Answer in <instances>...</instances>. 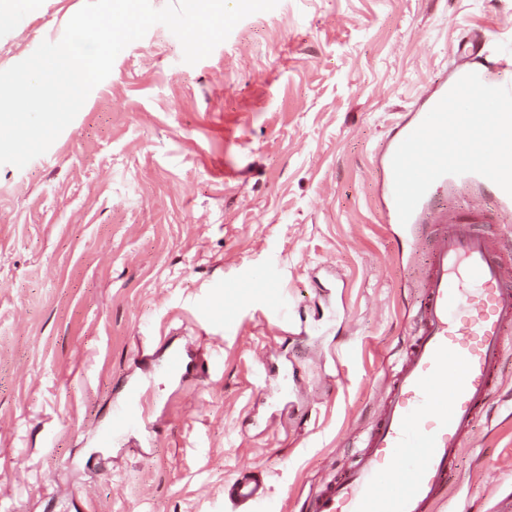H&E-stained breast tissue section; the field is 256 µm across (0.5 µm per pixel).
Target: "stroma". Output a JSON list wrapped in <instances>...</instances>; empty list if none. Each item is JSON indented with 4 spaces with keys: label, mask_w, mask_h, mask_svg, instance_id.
I'll return each instance as SVG.
<instances>
[{
    "label": "stroma",
    "mask_w": 512,
    "mask_h": 512,
    "mask_svg": "<svg viewBox=\"0 0 512 512\" xmlns=\"http://www.w3.org/2000/svg\"><path fill=\"white\" fill-rule=\"evenodd\" d=\"M84 2L12 0L0 68ZM511 47L512 0H279L193 65L160 24L121 51L45 154L0 165V512H230L246 467L257 512H304L361 447L423 296L419 227L384 210L387 136ZM433 201L512 228L490 185ZM168 346L184 379L158 368ZM146 376L144 422L101 447ZM459 505H512V349L438 512ZM264 497L263 486L258 475L249 469H243L229 489L232 506L240 511H250L253 505Z\"/></svg>",
    "instance_id": "stroma-1"
}]
</instances>
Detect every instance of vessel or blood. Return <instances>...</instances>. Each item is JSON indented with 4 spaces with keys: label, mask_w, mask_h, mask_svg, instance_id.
I'll return each instance as SVG.
<instances>
[{
    "label": "vessel or blood",
    "mask_w": 512,
    "mask_h": 512,
    "mask_svg": "<svg viewBox=\"0 0 512 512\" xmlns=\"http://www.w3.org/2000/svg\"><path fill=\"white\" fill-rule=\"evenodd\" d=\"M410 221L432 226L425 301L372 429L310 512H435L512 340V262L503 237L483 232L491 217L481 204L463 213L417 210ZM141 402V387H127L102 444L140 421ZM263 497L248 469L229 489L238 512Z\"/></svg>",
    "instance_id": "1"
}]
</instances>
